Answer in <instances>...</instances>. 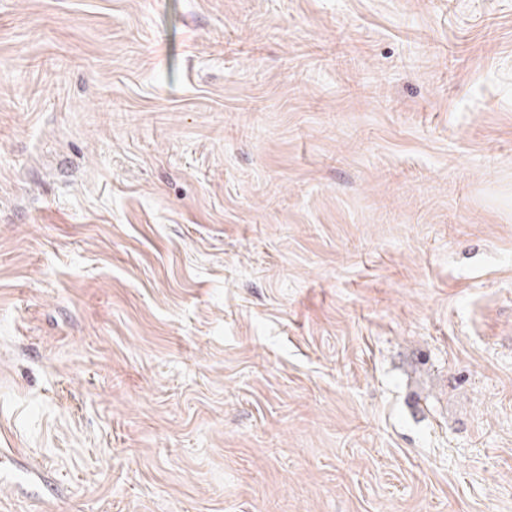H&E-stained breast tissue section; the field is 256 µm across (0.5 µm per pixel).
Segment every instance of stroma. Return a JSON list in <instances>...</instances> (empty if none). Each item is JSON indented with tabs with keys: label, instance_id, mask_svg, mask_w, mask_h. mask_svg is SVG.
Segmentation results:
<instances>
[{
	"label": "stroma",
	"instance_id": "stroma-1",
	"mask_svg": "<svg viewBox=\"0 0 512 512\" xmlns=\"http://www.w3.org/2000/svg\"><path fill=\"white\" fill-rule=\"evenodd\" d=\"M0 512H512V0H0Z\"/></svg>",
	"mask_w": 512,
	"mask_h": 512
}]
</instances>
